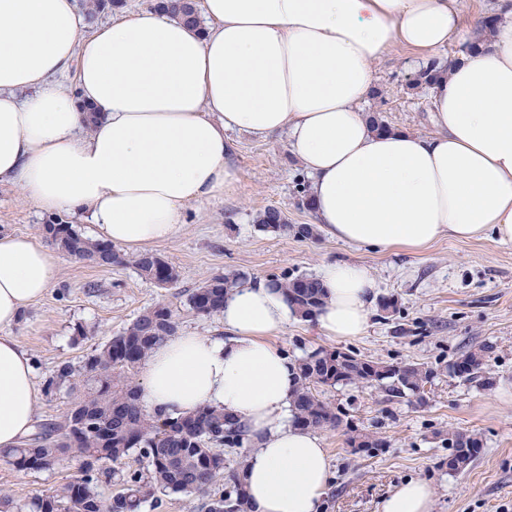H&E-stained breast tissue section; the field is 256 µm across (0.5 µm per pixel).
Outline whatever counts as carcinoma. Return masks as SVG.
<instances>
[{
  "mask_svg": "<svg viewBox=\"0 0 512 512\" xmlns=\"http://www.w3.org/2000/svg\"><path fill=\"white\" fill-rule=\"evenodd\" d=\"M91 15L118 12L124 0H88ZM153 8L192 26L200 24L195 0H155ZM446 68L439 62L419 72L416 84L432 86ZM255 223L264 231L288 228L276 207H267ZM43 234L58 251L83 259L98 244L79 234L72 225L55 220L42 227ZM131 263L139 275L166 287L161 270L177 274L161 255L146 251L126 259L112 250V259L100 266ZM240 277L215 274L188 297L190 309L198 315L215 316L224 306V295L239 284ZM293 308L311 319L322 306L323 288L313 277L276 279ZM177 314L172 306L159 302L143 310L121 332L94 350L85 361L86 386L74 397L63 419L47 423L18 447L0 451V459L24 470H51L64 460H75L78 471L67 482L34 498L29 512H138L140 504L157 493H182L201 501L202 512H254L244 484L250 441L245 427L234 417L202 408L190 416L176 418L150 414L142 405L135 369L148 358L153 347L176 333ZM489 347L470 348L460 355L470 368L465 378L491 384L482 377ZM298 383L291 400L293 425L318 431L343 424V413L321 396L320 387L369 385L378 387L392 403H423L420 389L434 371L419 363H385L362 358L352 352L317 348L297 361ZM359 450L371 452L382 447L380 437L358 433ZM236 450L234 464L224 463V449ZM449 456L474 462L478 440L470 433L448 432ZM133 451L147 460L145 470H128L120 475L122 489L110 498L99 490L111 473L103 468L110 461L120 464Z\"/></svg>",
  "mask_w": 512,
  "mask_h": 512,
  "instance_id": "carcinoma-1",
  "label": "carcinoma"
}]
</instances>
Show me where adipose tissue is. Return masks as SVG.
<instances>
[{"mask_svg": "<svg viewBox=\"0 0 512 512\" xmlns=\"http://www.w3.org/2000/svg\"><path fill=\"white\" fill-rule=\"evenodd\" d=\"M201 27L152 10L89 27L77 0H0V187L46 213L88 214L97 240L145 250L177 237L190 205L234 179L224 135L284 132L310 175L317 224L356 246L422 248L443 235L512 243V0L493 28L460 0H202ZM467 46L431 87L435 133L375 131L362 110L393 44L435 58ZM75 71L74 87L60 80ZM94 105L88 122L83 105ZM36 238L0 234V449L34 426L33 361L10 329L55 284ZM321 334H363L376 284L365 266L318 274ZM282 288H232L226 338L179 332L139 378L149 411L232 415L254 446V512H319L330 482L320 436L290 421L295 363L271 341L295 319ZM420 480L380 512H430Z\"/></svg>", "mask_w": 512, "mask_h": 512, "instance_id": "1", "label": "adipose tissue"}]
</instances>
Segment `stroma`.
<instances>
[{"instance_id":"1","label":"stroma","mask_w":512,"mask_h":512,"mask_svg":"<svg viewBox=\"0 0 512 512\" xmlns=\"http://www.w3.org/2000/svg\"><path fill=\"white\" fill-rule=\"evenodd\" d=\"M411 59L407 49L392 47L376 66L380 95L364 109L381 111L391 128L428 135L434 131L429 93L411 88L416 76ZM229 140L231 188L220 199L191 206L183 232L154 247L179 274L172 287L142 279L129 264L101 268L54 253L56 283L11 330L30 354L38 384L62 364L74 370L69 385L40 394L36 423L68 412L71 388L84 379V359L147 307L169 303L180 330L220 336L221 318L195 314L186 302L188 291L206 278L225 273L246 282L313 277L326 262L358 263L377 283V301L362 336L332 339L319 334L313 322L296 319L274 336V343L294 360L323 346L371 360L421 363L436 375L419 406L388 402L374 386L325 388L327 400L385 445L369 455L357 453L344 428L321 430L331 482L320 512H378L381 500L408 480L432 487L431 512H512V244L444 236L420 249L381 250L331 239L320 229L313 237H297L293 226L313 225L315 219L297 191L307 174L287 135L257 139L233 133ZM268 206L282 210L288 230L266 232L253 224L254 214ZM49 219L18 190L0 187V233L38 236ZM384 299L394 301V308L382 310ZM482 344L489 348L484 365L493 380L489 388L447 370L463 351ZM451 429L471 431L482 443L470 469L460 475L448 471L446 434ZM76 471L70 460L38 472L0 461V489L21 506Z\"/></svg>"}]
</instances>
